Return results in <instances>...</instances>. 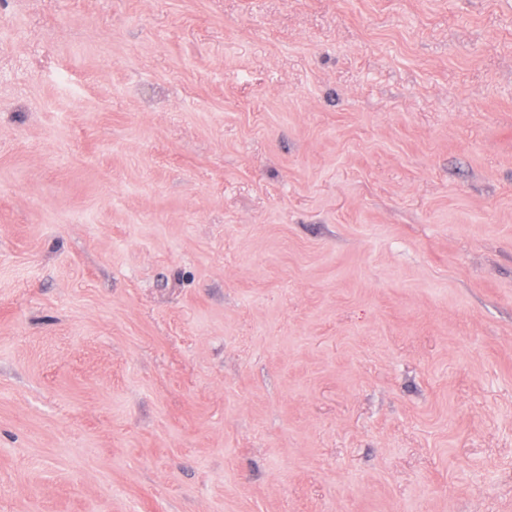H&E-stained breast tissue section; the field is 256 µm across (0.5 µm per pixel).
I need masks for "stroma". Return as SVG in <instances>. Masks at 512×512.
Segmentation results:
<instances>
[{"label": "stroma", "mask_w": 512, "mask_h": 512, "mask_svg": "<svg viewBox=\"0 0 512 512\" xmlns=\"http://www.w3.org/2000/svg\"><path fill=\"white\" fill-rule=\"evenodd\" d=\"M0 512H512V0H0Z\"/></svg>", "instance_id": "35a3bbf8"}]
</instances>
